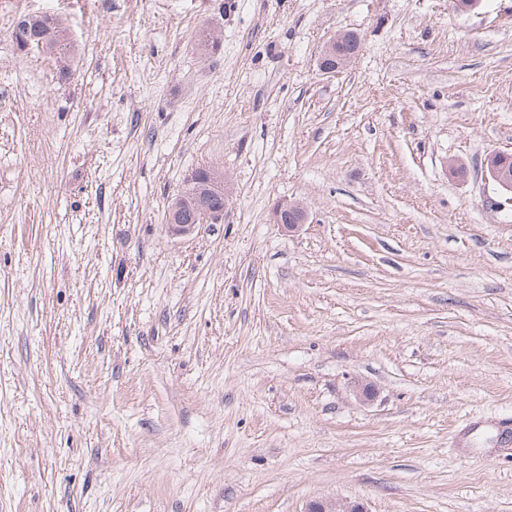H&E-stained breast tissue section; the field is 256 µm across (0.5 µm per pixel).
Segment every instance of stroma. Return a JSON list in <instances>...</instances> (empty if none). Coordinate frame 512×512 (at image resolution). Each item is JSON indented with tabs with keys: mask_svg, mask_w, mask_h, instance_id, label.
Masks as SVG:
<instances>
[{
	"mask_svg": "<svg viewBox=\"0 0 512 512\" xmlns=\"http://www.w3.org/2000/svg\"><path fill=\"white\" fill-rule=\"evenodd\" d=\"M495 151L512 0H0V512H512ZM202 167L224 219L170 236ZM23 22L30 26L29 33L31 36L33 34H45L48 38L50 46L43 49V36L37 35L34 37V39H40V49L47 50L44 52L55 53L64 62L69 60L75 52V45L69 37L68 28L58 17L49 15L28 16L25 17ZM348 34L349 37L343 44L342 42L346 37L345 33L337 34L324 45L319 57V67L324 74H337L345 70L358 55L355 54L354 56L344 57L343 54L340 53L353 54L360 48L359 37L354 33ZM328 57H334L336 61L333 62V64L322 63L323 60ZM307 213L298 202L283 201L273 211V221L292 232L306 222ZM304 512H368L362 503L347 500L311 501Z\"/></svg>",
	"mask_w": 512,
	"mask_h": 512,
	"instance_id": "obj_1",
	"label": "stroma"
}]
</instances>
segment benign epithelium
Listing matches in <instances>:
<instances>
[{
  "mask_svg": "<svg viewBox=\"0 0 512 512\" xmlns=\"http://www.w3.org/2000/svg\"><path fill=\"white\" fill-rule=\"evenodd\" d=\"M346 34L341 33L328 41L319 60L320 70L325 74H337L345 70L354 60L352 56H343L339 48ZM509 154L493 152L484 158L477 174L484 180L494 183L501 191L504 201L498 203L502 208L512 206V170L508 168ZM216 195L227 199L224 180L213 169L199 168L192 172L183 191L171 203L165 216L168 232L175 236L192 233L201 224H217L224 219V207L211 205L209 199ZM307 213L297 202L283 201L273 211V221L292 232L306 222ZM305 512H368L365 506L356 501L329 500L312 501Z\"/></svg>",
  "mask_w": 512,
  "mask_h": 512,
  "instance_id": "benign-epithelium-1",
  "label": "benign epithelium"
}]
</instances>
